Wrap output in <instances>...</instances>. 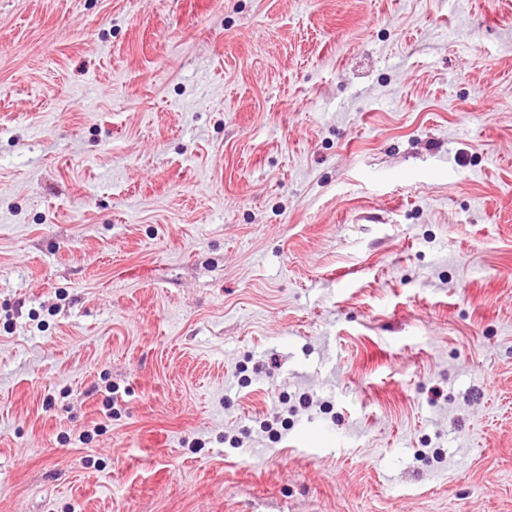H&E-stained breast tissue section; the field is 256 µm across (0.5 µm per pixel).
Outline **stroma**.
<instances>
[{"label":"stroma","instance_id":"obj_1","mask_svg":"<svg viewBox=\"0 0 512 512\" xmlns=\"http://www.w3.org/2000/svg\"><path fill=\"white\" fill-rule=\"evenodd\" d=\"M0 512H512V0H0Z\"/></svg>","mask_w":512,"mask_h":512}]
</instances>
